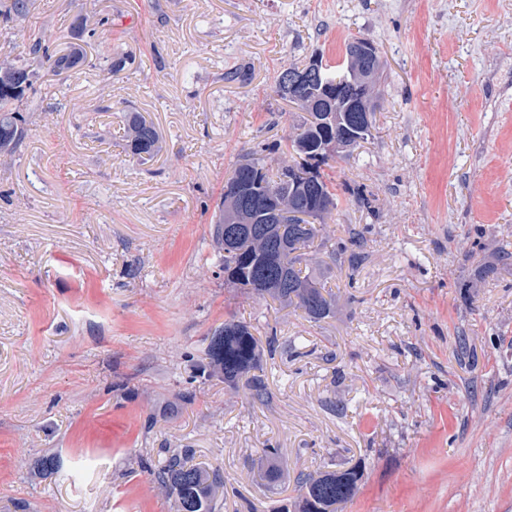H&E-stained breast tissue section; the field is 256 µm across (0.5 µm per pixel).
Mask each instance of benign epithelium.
Segmentation results:
<instances>
[{
	"label": "benign epithelium",
	"instance_id": "obj_1",
	"mask_svg": "<svg viewBox=\"0 0 512 512\" xmlns=\"http://www.w3.org/2000/svg\"><path fill=\"white\" fill-rule=\"evenodd\" d=\"M379 54L378 48L360 41L345 50L350 77H333L331 65L320 58H312L298 68L283 73L280 92L288 94L292 102L306 112H319L326 124H336V113H353L356 121L354 134L336 130L323 145V155L346 157L353 149L354 140L367 130L369 112L373 106L376 80L371 66Z\"/></svg>",
	"mask_w": 512,
	"mask_h": 512
}]
</instances>
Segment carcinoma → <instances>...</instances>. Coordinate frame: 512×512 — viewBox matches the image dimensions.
<instances>
[{"mask_svg":"<svg viewBox=\"0 0 512 512\" xmlns=\"http://www.w3.org/2000/svg\"><path fill=\"white\" fill-rule=\"evenodd\" d=\"M33 6V0H0V16L8 24L26 18ZM14 35L26 48L27 60L10 61L13 74L0 76V153L13 152L25 137L28 120L20 112L19 104L33 89L36 68L46 64L60 75L86 59L78 48L49 53L43 37L23 26ZM315 117L317 114L307 113L294 127L291 139V147L300 157L293 166L309 182V191L301 194L293 190L286 180V166L274 170L267 156L251 152L235 166L225 182L214 241L228 281L259 298L293 305L310 320L319 322L334 314V293L325 289L315 269L303 268L301 264L322 235L325 217L330 213V209L322 208L320 200H326L334 209L337 198L332 183L313 166L315 161L326 162L319 146L330 135L327 127L313 121ZM120 138L125 151L142 164L154 159L160 150V137L154 124L137 112L126 115ZM236 184L246 187L247 199L229 194L228 189ZM274 192L287 208L283 224L269 223ZM230 210L244 214L251 221L250 231L233 241L224 238V212ZM224 326L232 328V332L223 335L215 331L203 350L211 374L232 388L244 383L252 400L264 401L266 388L259 375L263 356L261 341L245 322L229 319L224 321ZM263 453L265 475L275 482L281 476L277 465L281 450L267 447ZM144 469L172 503L174 512H216L219 473L193 462L192 449L171 454L160 468L147 464ZM361 478V471L355 466L338 473L327 470L299 475L294 512H340L354 497Z\"/></svg>","mask_w":512,"mask_h":512,"instance_id":"cac0c4a2","label":"carcinoma"}]
</instances>
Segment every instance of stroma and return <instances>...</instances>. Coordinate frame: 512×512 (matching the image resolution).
I'll return each instance as SVG.
<instances>
[{"instance_id":"stroma-1","label":"stroma","mask_w":512,"mask_h":512,"mask_svg":"<svg viewBox=\"0 0 512 512\" xmlns=\"http://www.w3.org/2000/svg\"><path fill=\"white\" fill-rule=\"evenodd\" d=\"M24 25L87 58L38 70L0 156V512H173L140 461L184 448L220 512H274L331 464L363 470L343 512H512V0H35ZM354 35L379 49L377 129L321 166L323 236L364 242L313 253L336 293L314 323L226 283L212 233L242 156L296 158L279 72ZM108 48L133 65L108 75ZM129 112L160 135L144 164ZM232 314L274 342L268 403L193 376ZM120 135L125 151L138 162L144 164L154 159L160 150V137L152 122L139 114L130 112L126 115Z\"/></svg>"}]
</instances>
